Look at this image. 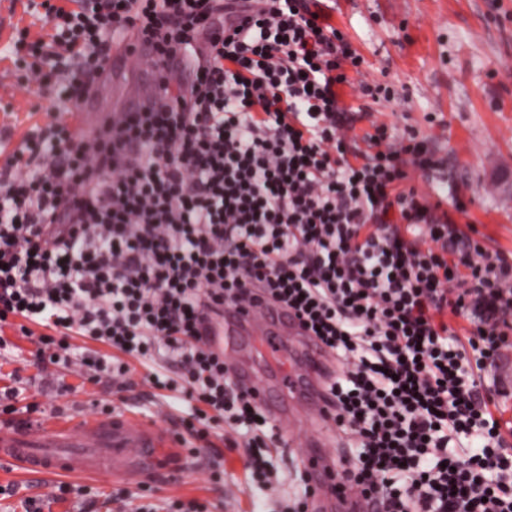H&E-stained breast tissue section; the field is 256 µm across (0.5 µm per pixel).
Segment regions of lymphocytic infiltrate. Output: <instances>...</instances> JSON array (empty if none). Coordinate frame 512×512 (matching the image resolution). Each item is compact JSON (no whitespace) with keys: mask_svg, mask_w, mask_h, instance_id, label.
<instances>
[{"mask_svg":"<svg viewBox=\"0 0 512 512\" xmlns=\"http://www.w3.org/2000/svg\"><path fill=\"white\" fill-rule=\"evenodd\" d=\"M48 40L19 33L22 88L84 97L115 39L158 64L199 32L187 81L112 126L31 130L0 168V324L33 365L98 383L143 382L200 407L181 426L244 448L268 486L279 435L204 333L255 296L293 311L333 355L326 384L346 438L338 474L371 512H512V443L484 373L512 349V261L462 237L409 170L435 161L373 124L358 163L340 90L363 59L309 0H29ZM80 336L107 346L70 354ZM172 368L157 369L156 355Z\"/></svg>","mask_w":512,"mask_h":512,"instance_id":"1","label":"lymphocytic infiltrate"}]
</instances>
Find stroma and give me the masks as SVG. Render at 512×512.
<instances>
[{"mask_svg":"<svg viewBox=\"0 0 512 512\" xmlns=\"http://www.w3.org/2000/svg\"><path fill=\"white\" fill-rule=\"evenodd\" d=\"M331 23L345 33L364 58L361 73L390 83L396 98L374 103L343 94L357 138L351 151L364 150L361 136L371 120L415 133L443 164L411 175L409 183L451 211L462 236L478 235L485 246L512 258V0H322ZM24 0H0V164L12 156L32 125L62 119V106L50 90L24 93L9 46L19 28L31 38L49 29L24 10ZM460 196L465 212L454 211ZM0 389L37 392L43 417L66 411L85 417L100 413L101 386L57 366L41 370L23 366L33 346L13 328L0 331ZM134 382L128 394L129 414L179 430L189 410L186 402L153 395L142 385L145 373L130 360ZM70 394L58 395L61 385ZM224 462V481L210 483L203 461L184 453L181 469L152 475L147 497L153 506L164 499H195L208 512H273L278 502L303 494L297 480L298 446L285 447L274 459L272 487L246 486L243 450L214 440ZM0 512H26L37 499L40 512H87L75 495L52 498L51 484L41 479H15L0 467Z\"/></svg>","mask_w":512,"mask_h":512,"instance_id":"obj_1","label":"stroma"}]
</instances>
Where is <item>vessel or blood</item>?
I'll return each instance as SVG.
<instances>
[{
	"label": "vessel or blood",
	"mask_w": 512,
	"mask_h": 512,
	"mask_svg": "<svg viewBox=\"0 0 512 512\" xmlns=\"http://www.w3.org/2000/svg\"><path fill=\"white\" fill-rule=\"evenodd\" d=\"M120 59L135 58L141 71V93L134 98L117 97L109 105H98L97 93H90L81 105L94 125L118 120L126 112H138L156 100L155 88L163 72L156 64L155 50L147 42L126 36L120 44ZM296 336L304 349L306 370L298 374L280 370L283 393L280 403L268 411L280 423L298 427L302 418L331 423L333 409L326 401L323 384L333 373V360L324 345L311 336L299 319L287 309L261 299H253L227 309L212 331L215 346L234 349L240 335L260 338L268 354L282 346L279 329ZM239 384L260 391L259 365L234 364ZM302 464L310 477L312 493L309 512H321L326 501H342L346 512H366L368 504L354 489H335L337 469L319 433H311L305 443ZM180 442L166 430L129 414H106L74 419L46 418L26 428H0V465L15 467L28 478L92 476L124 481L139 480L170 466L179 456Z\"/></svg>",
	"instance_id": "vessel-or-blood-1"
}]
</instances>
